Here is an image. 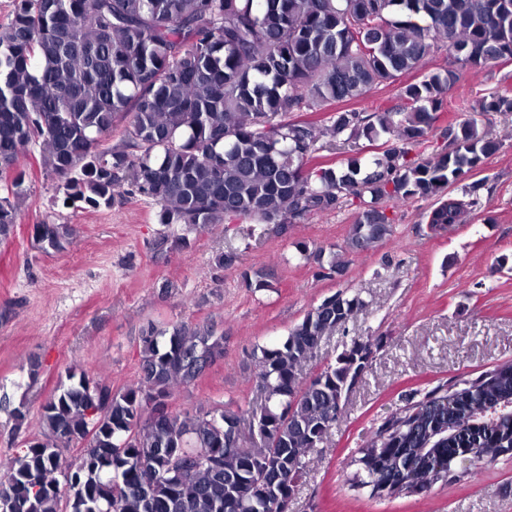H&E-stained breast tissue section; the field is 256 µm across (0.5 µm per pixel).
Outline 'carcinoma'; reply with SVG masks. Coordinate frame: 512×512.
<instances>
[{"mask_svg": "<svg viewBox=\"0 0 512 512\" xmlns=\"http://www.w3.org/2000/svg\"><path fill=\"white\" fill-rule=\"evenodd\" d=\"M444 50L448 68L404 89L409 107L363 116L329 112L391 83ZM512 58V0H14L0 25V241L26 199L24 159L38 153L64 180V200L94 208L137 196L157 223L189 229L249 220L292 224L353 196L364 210L348 247L363 251L392 233L385 200L434 197L431 228L458 222L465 205L445 194L495 153L478 117L512 112V92L482 98L477 116L448 126V150L417 158L457 71ZM326 112L330 143L381 142L346 166H312L317 125L293 112ZM122 138L105 145L121 119ZM370 196L365 201L364 196ZM70 224L34 225L41 249L60 250ZM367 303L338 291L270 346L253 350L260 403L236 411L168 408L224 355L204 327H149L141 381L123 391L69 371L42 405L43 437L0 468V512H290L309 454L344 414L353 380L370 360L364 339L306 372L323 338ZM91 436L94 464L63 451ZM512 448V363L475 380L435 388L389 418L359 463L378 497L397 478L420 490L451 458L480 461ZM199 452L180 478L171 459Z\"/></svg>", "mask_w": 512, "mask_h": 512, "instance_id": "obj_1", "label": "carcinoma"}]
</instances>
